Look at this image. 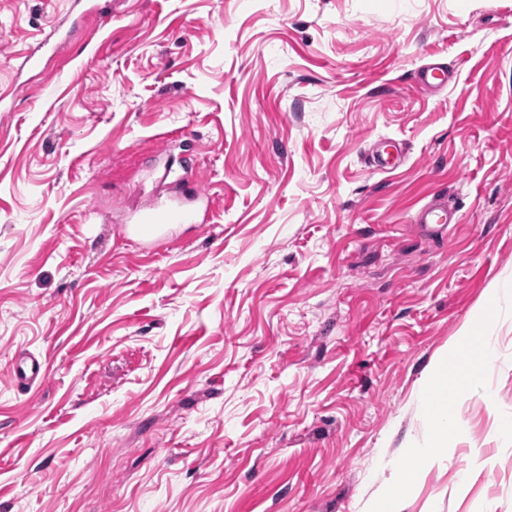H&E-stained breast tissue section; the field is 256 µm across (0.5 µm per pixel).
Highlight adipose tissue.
<instances>
[{"label": "adipose tissue", "instance_id": "1", "mask_svg": "<svg viewBox=\"0 0 512 512\" xmlns=\"http://www.w3.org/2000/svg\"><path fill=\"white\" fill-rule=\"evenodd\" d=\"M497 360L494 344L476 321H466L458 330L449 356L436 363L425 395L430 413V443L427 448L409 451L404 464L379 492L380 512H402L403 488L429 471L443 456L458 428L454 412L448 406V390L480 383Z\"/></svg>", "mask_w": 512, "mask_h": 512}]
</instances>
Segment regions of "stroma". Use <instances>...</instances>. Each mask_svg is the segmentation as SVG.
<instances>
[{
  "label": "stroma",
  "mask_w": 512,
  "mask_h": 512,
  "mask_svg": "<svg viewBox=\"0 0 512 512\" xmlns=\"http://www.w3.org/2000/svg\"><path fill=\"white\" fill-rule=\"evenodd\" d=\"M97 3L99 50L32 68L72 0H0V512H375L494 302L497 364L449 391L458 438L403 512H512V0ZM432 57L440 92L410 78ZM178 131L209 221L151 248L125 227ZM390 148H397L396 141L393 139L383 138L376 142L375 148L368 158V163L374 170L386 172L392 170L401 161L403 157L402 149L397 152L395 157H391ZM459 218V211L454 205L441 199H432L416 209L413 221L427 232L438 233L447 224H457ZM11 376L15 387L22 390L45 380L42 362L31 355L21 356L13 361Z\"/></svg>",
  "instance_id": "stroma-1"
}]
</instances>
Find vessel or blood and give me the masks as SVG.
Instances as JSON below:
<instances>
[{
    "label": "vessel or blood",
    "mask_w": 512,
    "mask_h": 512,
    "mask_svg": "<svg viewBox=\"0 0 512 512\" xmlns=\"http://www.w3.org/2000/svg\"><path fill=\"white\" fill-rule=\"evenodd\" d=\"M456 77V72L441 62L424 64L413 73L415 83L436 90L446 88L448 83ZM181 141L185 144L186 151L179 158L178 165L182 171L185 191L179 193L170 203H150L146 206L153 223V235L157 238L161 237L167 225L204 224L208 221L209 197L200 192L197 187V167L192 153L194 142L186 134L182 135ZM394 145V140L389 138L378 140L368 158L369 165L381 172L392 170L397 164L396 158L391 155ZM413 221L420 224L425 231L437 233L447 225L458 223L459 212L451 203L433 199L416 209ZM11 376L15 387L22 390L45 379L41 361L31 355L22 356L13 361Z\"/></svg>",
    "instance_id": "vessel-or-blood-1"
}]
</instances>
